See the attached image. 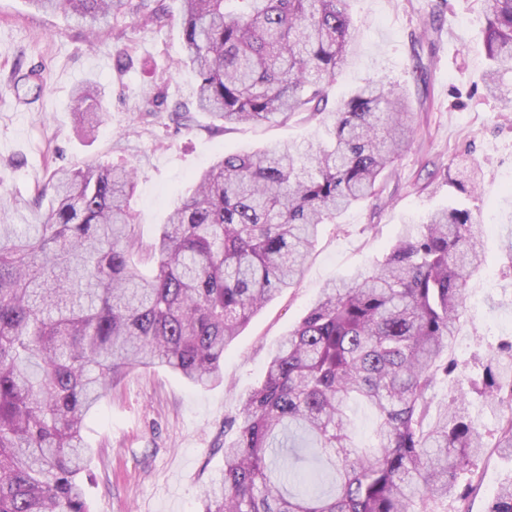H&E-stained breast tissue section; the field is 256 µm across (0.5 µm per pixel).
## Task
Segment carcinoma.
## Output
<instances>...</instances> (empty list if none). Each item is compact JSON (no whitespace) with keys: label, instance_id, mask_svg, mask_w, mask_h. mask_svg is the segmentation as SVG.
Here are the masks:
<instances>
[{"label":"carcinoma","instance_id":"cac0c4a2","mask_svg":"<svg viewBox=\"0 0 512 512\" xmlns=\"http://www.w3.org/2000/svg\"><path fill=\"white\" fill-rule=\"evenodd\" d=\"M181 53L195 111L224 129L308 112L319 143L224 154L149 244L129 205L125 164L52 170L38 224H0V512H89L85 419L135 369L163 367L195 388L223 381L224 352L256 312L304 274L318 226L376 194L414 135L411 102L368 82L323 107L353 52L350 0H181ZM94 33L109 18L168 20L149 0H31ZM484 86L512 74V0H482ZM99 90H75L84 138ZM470 210L448 206L400 233L383 259L329 286L272 353L262 382L224 418V468L199 512H469L486 448L470 416L467 366L446 359L483 265ZM154 261L150 274L134 255ZM456 394L433 405L442 380ZM494 448L512 455V341L483 377ZM377 414L375 445L353 439V406ZM320 450L334 489L276 466L284 448ZM486 512H512V483Z\"/></svg>","mask_w":512,"mask_h":512}]
</instances>
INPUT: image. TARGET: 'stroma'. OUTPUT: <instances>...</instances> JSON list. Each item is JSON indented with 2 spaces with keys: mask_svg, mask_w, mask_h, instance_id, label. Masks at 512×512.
I'll return each instance as SVG.
<instances>
[{
  "mask_svg": "<svg viewBox=\"0 0 512 512\" xmlns=\"http://www.w3.org/2000/svg\"><path fill=\"white\" fill-rule=\"evenodd\" d=\"M169 22L157 28L129 15L93 35L61 13L28 0H0V222L36 224L51 204L37 190L48 170L127 163L137 169L131 207L151 243L194 176L219 155L316 143L318 120L212 128L191 105L193 74L177 69L181 0H161ZM355 51L328 88L329 101L381 81L406 93L416 133L381 186L378 199L320 228L300 282L284 289L242 330L224 355V381L190 386L164 368L138 369L104 396L86 419L93 450L84 473L90 512H198L224 465V419L260 383L280 339L305 316L325 286L348 280L387 252L405 225L455 201L478 220L484 265L468 284L467 313L453 358L481 371L489 349L512 339V75L502 97H487L485 16L480 0H350ZM98 84L107 116L95 138L73 130L72 92ZM478 170L475 194L449 177ZM471 512H485L512 480V458L486 449Z\"/></svg>",
  "mask_w": 512,
  "mask_h": 512,
  "instance_id": "stroma-1",
  "label": "stroma"
}]
</instances>
